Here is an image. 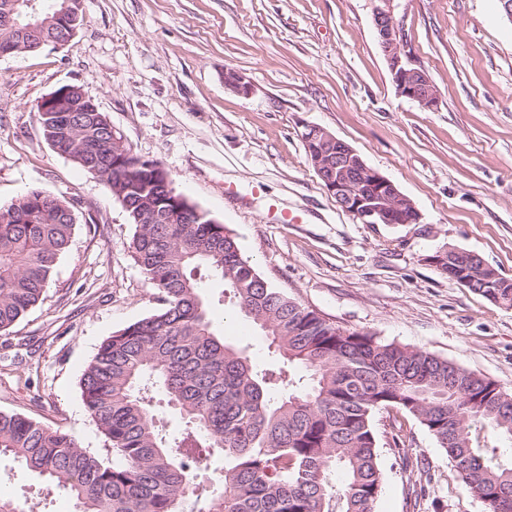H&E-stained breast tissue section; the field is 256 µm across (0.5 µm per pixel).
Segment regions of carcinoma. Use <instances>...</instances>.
<instances>
[{"mask_svg":"<svg viewBox=\"0 0 512 512\" xmlns=\"http://www.w3.org/2000/svg\"><path fill=\"white\" fill-rule=\"evenodd\" d=\"M45 140L82 170L112 181V125L104 112H72ZM130 247L157 307L104 339L79 386L116 458L110 464L67 432L0 411V455L49 486L69 489L76 512H374L383 484L374 417L396 410L443 448L464 489L487 512H512V392L430 352L385 343L328 322L269 284L222 224L140 223ZM73 204L33 189L0 206V333L42 299L75 230ZM441 272L512 309V287L465 257ZM227 288L261 321L282 359L257 369L208 315L203 278ZM303 367L308 381L292 368ZM183 425L163 433L155 392ZM0 512H34L0 497Z\"/></svg>","mask_w":512,"mask_h":512,"instance_id":"obj_1","label":"carcinoma"}]
</instances>
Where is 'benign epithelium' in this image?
Segmentation results:
<instances>
[{"mask_svg": "<svg viewBox=\"0 0 512 512\" xmlns=\"http://www.w3.org/2000/svg\"><path fill=\"white\" fill-rule=\"evenodd\" d=\"M31 9L28 30L32 35L19 44L0 41V55L17 50L34 52L44 45L58 46L67 42L76 32L79 19V0H57L53 25L58 37L45 38L39 31L48 23L39 19L34 0H10L0 11V27L12 29L17 25L18 6ZM378 44L387 60L393 82L400 95L425 108L437 106L439 94L426 72L412 66L408 52L400 39L399 24L390 7L379 8L374 14ZM224 85L242 95L250 92L246 78L235 70L224 72ZM42 112H98L99 106L84 91L74 85H64L40 103ZM301 138L312 159L313 168L322 186L333 196L337 205L352 214L362 224H418L422 214L414 202L378 169L370 166L349 144L327 130L307 125ZM190 203L183 196L172 198L164 209L169 222L185 224Z\"/></svg>", "mask_w": 512, "mask_h": 512, "instance_id": "obj_1", "label": "benign epithelium"}]
</instances>
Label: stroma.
<instances>
[{
  "label": "stroma",
  "instance_id": "35a3bbf8",
  "mask_svg": "<svg viewBox=\"0 0 512 512\" xmlns=\"http://www.w3.org/2000/svg\"><path fill=\"white\" fill-rule=\"evenodd\" d=\"M381 0H81L63 46L0 55V206L33 188L69 201V252L36 308L0 334V411L72 434L106 455L79 379L101 342L156 308L133 227L99 178L42 136L40 101L80 87L134 154L236 237L274 287L336 325L432 352L512 389V310L452 281L427 257L478 254L512 279V22L498 0H390L412 62L439 92L398 94L376 38ZM241 72L239 94L224 73ZM328 130L408 196L417 224H363L311 167L301 133ZM300 215L275 224L270 208ZM97 231H90V224ZM210 315L260 368L279 358L232 294ZM384 474L375 512H486L416 419L374 418ZM0 496L70 512L0 456Z\"/></svg>",
  "mask_w": 512,
  "mask_h": 512
}]
</instances>
